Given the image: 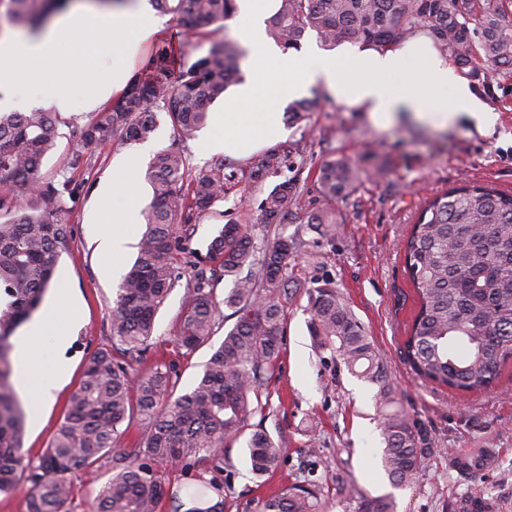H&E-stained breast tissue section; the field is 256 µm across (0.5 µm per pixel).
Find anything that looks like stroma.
I'll return each mask as SVG.
<instances>
[{"label": "stroma", "instance_id": "1", "mask_svg": "<svg viewBox=\"0 0 512 512\" xmlns=\"http://www.w3.org/2000/svg\"><path fill=\"white\" fill-rule=\"evenodd\" d=\"M236 35L235 22L228 18L222 30L205 31L189 42L169 15L162 36L142 49L133 69L141 71L162 46L185 42L190 51L202 55L216 41ZM476 91L497 114L495 123L483 131L465 112L445 130L407 122L379 129L363 113L315 92L310 97L311 111L300 120L286 122L285 135L271 147L286 158L278 173L256 184L250 182L249 174L257 157L232 162L237 184L195 225L192 248L205 252L218 230L231 222L247 225L259 249L278 232L300 239L294 273L303 287L288 304L281 355L268 383L269 405L261 423L280 446V465L266 480L254 478L246 462L244 439L230 438L224 442L220 471L207 461L190 466L153 463L169 492L182 496L189 487L216 482L224 487L219 495L222 512H256L258 501L295 481L330 487L340 472L358 491L392 499L395 512H459L460 501L476 487L484 491L488 512H512V362L492 388L464 395L422 380L401 353L415 300L405 272L403 244L423 202L465 179L512 192V78L490 74L487 85L477 86ZM172 141L171 126L163 118L148 143L99 147L97 162L73 173L83 191L66 202L68 248L52 279L53 285L69 288L81 311L71 330L73 342L64 353L72 374L46 408L40 427L26 428L25 456H38L64 421L88 357L111 347V311L118 286L136 258L135 243L145 229L141 223L127 225L133 246L117 260L105 259L97 242L108 227L90 218L99 192L111 179L113 165L127 154L143 150L153 154ZM340 157L356 161L364 178L353 193L336 200L340 223L335 235L326 238L308 222L311 213L326 206L315 172L324 160ZM290 178L305 187L298 209L282 224H263V200ZM328 282L371 337L411 419L438 447L427 466L403 485H394L381 463L376 385L351 374L331 351L317 350L313 344L308 292ZM186 292V283L178 282L157 316L150 350L133 365L134 375L140 376L153 368L158 356H166L175 365L172 382L178 395L194 387L224 338L219 330L193 352H175L173 336ZM487 448L496 451L492 466L477 467L468 476L458 474L457 455L478 456Z\"/></svg>", "mask_w": 512, "mask_h": 512}]
</instances>
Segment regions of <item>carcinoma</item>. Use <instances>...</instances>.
<instances>
[{"label": "carcinoma", "instance_id": "obj_1", "mask_svg": "<svg viewBox=\"0 0 512 512\" xmlns=\"http://www.w3.org/2000/svg\"><path fill=\"white\" fill-rule=\"evenodd\" d=\"M68 0H0L4 19L36 30ZM176 17L189 36L224 21L235 0H154ZM331 48L341 42L386 49L418 32L427 33L454 63L474 79L484 67L512 77V0H280L267 21V34L285 48H299L307 31ZM242 52L229 40L200 56L163 49L150 58L124 91L79 130L81 149L66 168L90 163L92 149L146 141L168 118L173 144L157 152L145 173L151 187L146 230L138 255L125 274L112 309V348L99 349L85 366L70 399L65 421L37 459H25L21 435L25 412L15 388L11 337L39 308L58 259L67 247L69 227L64 198L82 184L65 177L45 181L44 158L70 122L55 112H0V494L27 487L28 512H63L77 495L69 480L90 473L112 458L113 475L88 503V512H158L167 495L147 467L149 461L206 459L223 469L224 440L239 438L250 419L265 409L267 381L280 357L291 259L298 239L278 236L266 242L261 259L246 226L228 223L206 255L192 250L194 226L234 184L235 174L218 158L192 173L188 141L208 119V105L224 95L241 72ZM266 155L250 172L262 182L283 167ZM322 197L330 202L357 189L361 170L334 158L317 169ZM292 180L279 183L262 202V220L274 224L299 203ZM325 237L339 220L336 211L309 216ZM406 273L417 309L404 340L405 359L419 377L465 393L494 386L512 360V193L463 183L425 202L404 244ZM192 268L185 305L175 331V348L191 352L208 342L220 324L213 288L217 276L233 288L224 306L233 309L232 327L214 350L202 376L188 392L174 396L173 364L156 362L133 378L129 362L151 348L155 317L181 278ZM311 335L362 380L378 387L377 411L383 437L384 470L393 484L411 481L436 451L402 408L395 385L363 327L326 283L309 293ZM143 422L137 445L117 447L122 424ZM246 454L255 478L279 466L280 448L264 429L250 432ZM323 487L296 482L257 504V512H323ZM355 512H394L384 496H355Z\"/></svg>", "mask_w": 512, "mask_h": 512}]
</instances>
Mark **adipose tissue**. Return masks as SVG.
Returning a JSON list of instances; mask_svg holds the SVG:
<instances>
[{"instance_id":"adipose-tissue-1","label":"adipose tissue","mask_w":512,"mask_h":512,"mask_svg":"<svg viewBox=\"0 0 512 512\" xmlns=\"http://www.w3.org/2000/svg\"><path fill=\"white\" fill-rule=\"evenodd\" d=\"M278 2L236 0L244 79L227 88L221 109L210 114L201 139L204 153L221 152L243 160L271 145L285 131L283 103L308 96L314 89L364 112L382 128L401 119L444 128L460 112L470 113L478 128L492 126L491 109L428 35L416 34L384 50L349 43L329 52L310 46L288 49L266 33V22ZM163 28L164 20L150 0H127L111 7L75 0L39 33L10 28L0 33V93L6 100L20 96L62 115L94 111L111 93L128 85L133 58ZM395 78L407 82V89H395L391 84ZM138 170V155L125 156L113 166L112 178L99 197L98 221L113 223L100 244L107 257L126 251L129 240L124 227L140 221L143 198ZM117 194L124 195L126 203L114 211L110 200ZM78 320L68 289L58 288L47 309L12 338L21 387L41 403L32 413L34 420H41L43 406L69 379L68 365L55 355L71 338L53 326Z\"/></svg>"}]
</instances>
